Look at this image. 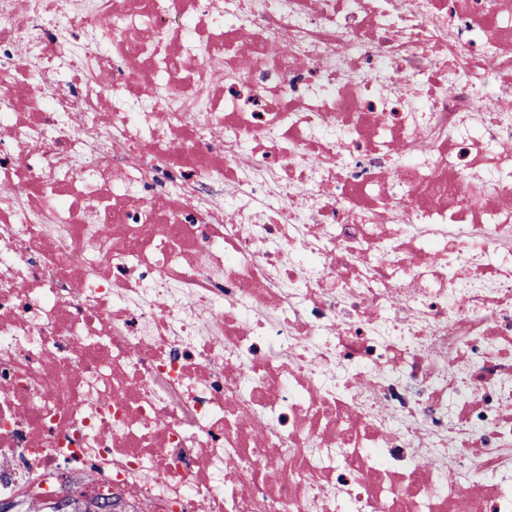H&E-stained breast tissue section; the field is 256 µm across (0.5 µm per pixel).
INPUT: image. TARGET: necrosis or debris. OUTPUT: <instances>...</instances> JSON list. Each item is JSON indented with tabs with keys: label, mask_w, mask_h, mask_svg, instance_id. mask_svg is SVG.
Segmentation results:
<instances>
[{
	"label": "necrosis or debris",
	"mask_w": 512,
	"mask_h": 512,
	"mask_svg": "<svg viewBox=\"0 0 512 512\" xmlns=\"http://www.w3.org/2000/svg\"><path fill=\"white\" fill-rule=\"evenodd\" d=\"M512 0H0V500L512 512Z\"/></svg>",
	"instance_id": "necrosis-or-debris-1"
}]
</instances>
